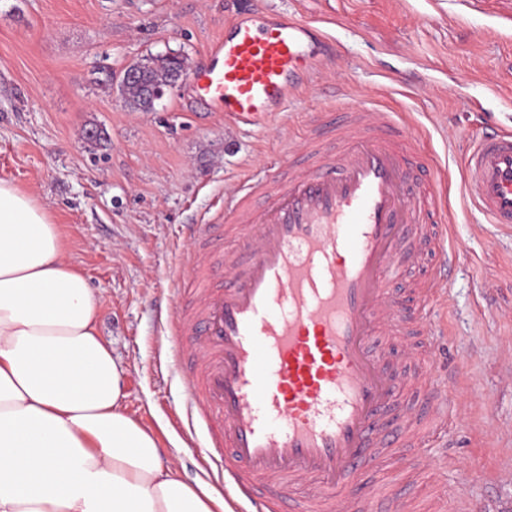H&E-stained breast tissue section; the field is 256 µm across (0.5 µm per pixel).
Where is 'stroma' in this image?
I'll return each mask as SVG.
<instances>
[{
  "instance_id": "obj_1",
  "label": "stroma",
  "mask_w": 512,
  "mask_h": 512,
  "mask_svg": "<svg viewBox=\"0 0 512 512\" xmlns=\"http://www.w3.org/2000/svg\"><path fill=\"white\" fill-rule=\"evenodd\" d=\"M226 0H0V179L30 193L58 224L67 262L100 298L99 329L126 369L127 406L187 482L217 484L206 433L189 431L182 371L163 327L174 279L194 244L188 225L218 210L251 175L291 162L311 117L346 103L388 104L423 130L415 142L443 176L460 253L448 295L432 306L448 335L419 366L463 369V413H449L412 468L375 482L418 512H512V234L464 196L461 155L480 128L512 129V31L504 0H236L242 10L323 19L340 57L314 95L241 129L202 108L191 82L133 112L125 70L175 50L188 71L223 35Z\"/></svg>"
}]
</instances>
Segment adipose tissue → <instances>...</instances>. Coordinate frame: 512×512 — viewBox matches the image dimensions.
<instances>
[{"label": "adipose tissue", "instance_id": "1", "mask_svg": "<svg viewBox=\"0 0 512 512\" xmlns=\"http://www.w3.org/2000/svg\"><path fill=\"white\" fill-rule=\"evenodd\" d=\"M58 225L0 179V512H231L126 409L125 367Z\"/></svg>", "mask_w": 512, "mask_h": 512}]
</instances>
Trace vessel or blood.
<instances>
[{
	"label": "vessel or blood",
	"instance_id": "b4317fda",
	"mask_svg": "<svg viewBox=\"0 0 512 512\" xmlns=\"http://www.w3.org/2000/svg\"><path fill=\"white\" fill-rule=\"evenodd\" d=\"M334 53L316 22L244 12L210 46L195 92L225 118L260 125ZM421 137L388 109H325L295 163L244 181L191 225L192 291L166 329L226 501L252 512H412L364 477L388 461L408 467L447 425L455 387L414 370L419 338L438 328L406 316L411 286L395 282L432 258L429 303L447 294L456 261L450 225L414 197ZM463 171L466 198L512 231V131L483 134ZM304 484L316 497L298 498Z\"/></svg>",
	"mask_w": 512,
	"mask_h": 512
}]
</instances>
